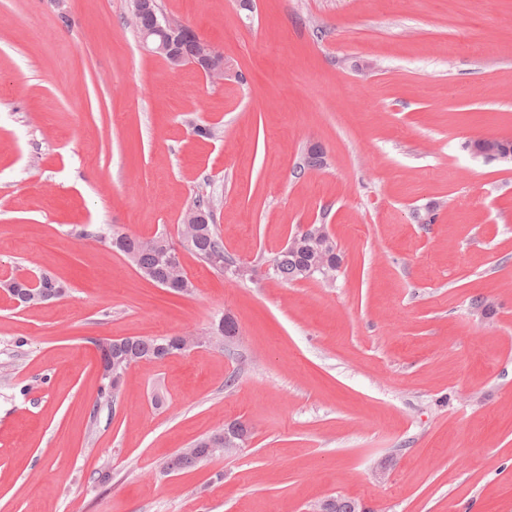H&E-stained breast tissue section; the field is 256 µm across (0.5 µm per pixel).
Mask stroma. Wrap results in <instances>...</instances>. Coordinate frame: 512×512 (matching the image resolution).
Returning a JSON list of instances; mask_svg holds the SVG:
<instances>
[{
    "label": "stroma",
    "instance_id": "stroma-1",
    "mask_svg": "<svg viewBox=\"0 0 512 512\" xmlns=\"http://www.w3.org/2000/svg\"><path fill=\"white\" fill-rule=\"evenodd\" d=\"M157 3L240 79L146 52L128 0H0V278L68 287L0 293V512H512V163L468 147L512 139V0ZM200 196L248 277L186 252L172 294L112 250ZM305 224L335 280L270 278ZM225 315L99 397V341ZM233 420L241 451L163 474Z\"/></svg>",
    "mask_w": 512,
    "mask_h": 512
}]
</instances>
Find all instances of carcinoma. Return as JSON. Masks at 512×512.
I'll return each mask as SVG.
<instances>
[{
  "label": "carcinoma",
  "mask_w": 512,
  "mask_h": 512,
  "mask_svg": "<svg viewBox=\"0 0 512 512\" xmlns=\"http://www.w3.org/2000/svg\"><path fill=\"white\" fill-rule=\"evenodd\" d=\"M473 152L483 151L487 147H496L512 153V141L496 139L490 141L478 138L468 143ZM178 237L183 246L200 261L221 274H231L238 278L239 265L224 253V244L216 232L215 224H186L178 227ZM112 248L137 270L146 280L175 294H189L194 290L193 282L188 278L184 268L176 266L170 260L175 251L168 235L160 232L150 238L131 236L112 232ZM336 243L328 247L302 240L294 249L285 248L272 260L269 275L281 282H292L308 278H321L331 281L336 275ZM45 278L55 281L56 287L41 290L40 298L34 303L40 304L52 299H59L66 294V286L56 277L45 274ZM197 337L191 333L174 336H156L151 338L124 337L109 341V351L101 357L105 364L112 362L119 367H128L131 363L142 360L164 359L182 354L196 347ZM216 433L198 439L191 444L192 451H178L163 466L167 472H176L197 466L224 455L211 446Z\"/></svg>",
  "instance_id": "carcinoma-1"
}]
</instances>
